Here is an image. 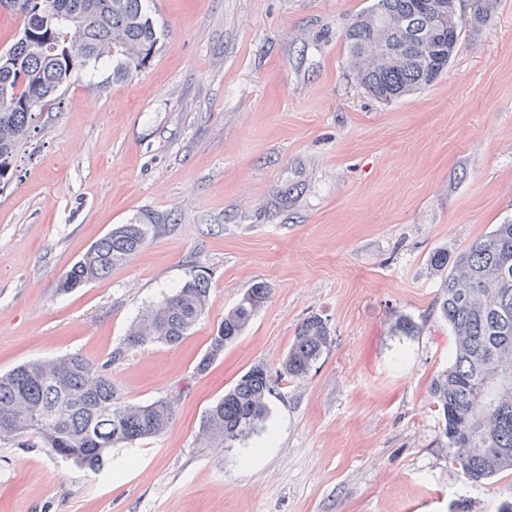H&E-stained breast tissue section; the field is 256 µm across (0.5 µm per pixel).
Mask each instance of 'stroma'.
I'll use <instances>...</instances> for the list:
<instances>
[{
	"mask_svg": "<svg viewBox=\"0 0 512 512\" xmlns=\"http://www.w3.org/2000/svg\"><path fill=\"white\" fill-rule=\"evenodd\" d=\"M372 0H149L152 62L116 82L75 71L39 112L0 189V374L79 353L125 400L176 397L162 436L96 472L37 438L0 441V512H499L512 471L476 486L452 462L429 393L454 338L433 309L434 251L512 221V0H462L455 56L432 86L374 99L343 31ZM145 246L72 293L58 278L114 225ZM210 305L175 347L127 349L130 324L194 270ZM267 287L205 374L225 311ZM316 314L334 342L232 446L204 411L251 366L276 370ZM421 324L391 330L395 317ZM120 358H113V351Z\"/></svg>",
	"mask_w": 512,
	"mask_h": 512,
	"instance_id": "stroma-1",
	"label": "stroma"
}]
</instances>
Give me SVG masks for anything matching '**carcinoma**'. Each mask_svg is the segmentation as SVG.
Returning a JSON list of instances; mask_svg holds the SVG:
<instances>
[{
  "mask_svg": "<svg viewBox=\"0 0 512 512\" xmlns=\"http://www.w3.org/2000/svg\"><path fill=\"white\" fill-rule=\"evenodd\" d=\"M37 0H12L21 33L0 66V184L13 175V160L27 139L36 112L60 99L72 75L90 64L112 66V80L126 81L146 68L159 35L147 0H53L49 13ZM463 28L458 0H373L345 29L347 64L356 82L390 102L422 90L447 70ZM152 224H119L96 241L57 282L69 294L106 278L146 244ZM430 264L440 277L434 307L455 339L452 364L433 379L430 393L443 421L445 446L469 480L482 483L512 471V388L485 401L488 387L512 372V222L497 224L468 247L448 256L438 250ZM211 282L193 272L174 291L146 308L130 325L124 344L179 345L205 315ZM257 302L243 299L224 314L196 364L204 373L248 327ZM393 331L415 336L421 326L395 317ZM333 343L314 314L298 325L276 375L257 364L207 408L200 425L206 440L233 444L268 418L275 379L301 381ZM175 401L126 402L105 368L80 354L21 364L0 375V441L34 435L48 451L89 471L112 448L162 435L173 423Z\"/></svg>",
  "mask_w": 512,
  "mask_h": 512,
  "instance_id": "cac0c4a2",
  "label": "carcinoma"
}]
</instances>
